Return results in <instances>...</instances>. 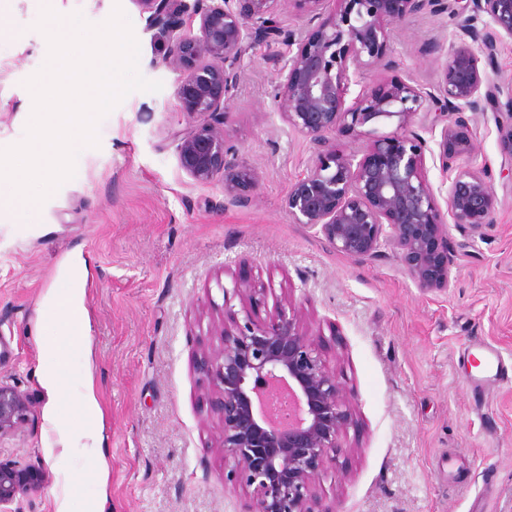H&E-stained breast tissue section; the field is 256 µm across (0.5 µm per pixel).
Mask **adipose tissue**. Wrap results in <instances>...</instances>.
Returning <instances> with one entry per match:
<instances>
[{"label":"adipose tissue","instance_id":"adipose-tissue-1","mask_svg":"<svg viewBox=\"0 0 512 512\" xmlns=\"http://www.w3.org/2000/svg\"><path fill=\"white\" fill-rule=\"evenodd\" d=\"M84 290L79 277H72L69 288L47 289L42 304L41 325L46 333L42 339L45 359L40 367L39 380L47 395L45 422L52 439L46 448L48 456L59 460L75 453L91 456L98 465L101 489L96 497L75 504L69 491L55 499V512H106L108 500L109 464L104 448L102 410L93 390L91 376L77 384L67 380L70 358H89L88 316L83 306ZM77 391L74 417L63 416L60 404L63 396Z\"/></svg>","mask_w":512,"mask_h":512}]
</instances>
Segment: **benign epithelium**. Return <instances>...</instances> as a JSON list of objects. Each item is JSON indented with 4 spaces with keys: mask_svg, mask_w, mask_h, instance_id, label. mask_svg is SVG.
<instances>
[{
    "mask_svg": "<svg viewBox=\"0 0 512 512\" xmlns=\"http://www.w3.org/2000/svg\"><path fill=\"white\" fill-rule=\"evenodd\" d=\"M290 2L307 23L318 24L315 35L284 25L281 0H137L164 47L162 64L179 74L181 109L195 117L171 133L180 167L201 185L221 180L226 206L250 200L259 175L231 157L224 119L253 44L282 45L286 50L272 57L276 106L311 150L310 165L288 194L295 223L319 229L333 251L356 261L387 246L419 288H450L448 226L473 234L493 223L498 206L485 167H454L476 158L466 113L494 112L501 149L512 158V85L494 82L488 71L498 46L512 41V0ZM445 12L452 34L436 82H363L395 66L388 55L395 29ZM353 85L359 91L349 103ZM420 112L428 129L439 131L440 172L453 173L445 210L428 178L427 141L413 129ZM391 122L394 131H378ZM344 132L366 139L363 155L336 147ZM233 291L250 299L265 294L245 279ZM215 336L218 344L201 350L196 370L214 400L219 450L231 463L226 480L249 493L248 512H314L315 478L353 422L349 397L290 298L264 324L232 315ZM31 414L27 397L0 381V441ZM48 480L38 464L0 461V512H14L18 498Z\"/></svg>",
    "mask_w": 512,
    "mask_h": 512,
    "instance_id": "obj_1",
    "label": "benign epithelium"
}]
</instances>
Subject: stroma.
Instances as JSON below:
<instances>
[{"label":"stroma","instance_id":"stroma-1","mask_svg":"<svg viewBox=\"0 0 512 512\" xmlns=\"http://www.w3.org/2000/svg\"><path fill=\"white\" fill-rule=\"evenodd\" d=\"M100 24L122 6L140 45L138 69L161 81L134 91L98 124L74 176L41 206L0 225V381L34 415L0 458L41 465L47 486L17 512H54L63 486L45 452L46 394L39 308L61 262L80 253L90 317L91 366L109 450L107 512H244L248 495L224 480L220 429L195 358L224 309L264 321L291 296L354 422L316 481L319 505L340 512H512V383L478 373L476 353L497 348L512 374V178L492 113L473 116L477 164L498 197L495 221L458 251L445 291L416 286L389 249L367 263L330 250L286 209L310 159L306 141L275 108L272 50L244 58L224 141L260 175L250 202L225 207L221 182L195 183L180 167L172 130L190 117L177 74L136 0H0V148L21 142L33 109L27 80L48 58L37 29L43 5ZM447 15L395 32L392 75L430 84L450 41ZM238 278L266 287L262 301L224 298Z\"/></svg>","mask_w":512,"mask_h":512}]
</instances>
